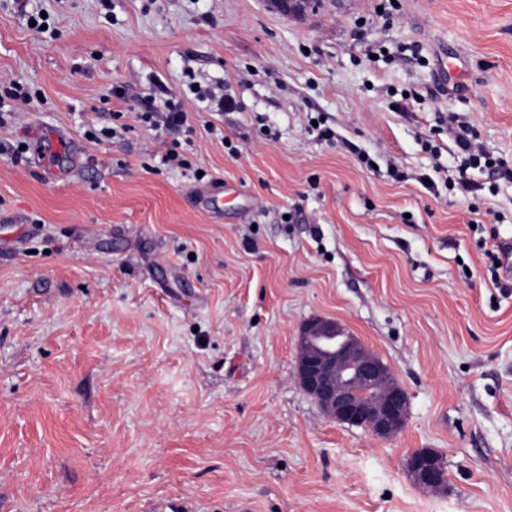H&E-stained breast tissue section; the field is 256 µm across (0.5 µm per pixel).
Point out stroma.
Wrapping results in <instances>:
<instances>
[{"label":"stroma","mask_w":512,"mask_h":512,"mask_svg":"<svg viewBox=\"0 0 512 512\" xmlns=\"http://www.w3.org/2000/svg\"><path fill=\"white\" fill-rule=\"evenodd\" d=\"M397 3L29 0L38 33L0 0V88L42 97L0 127V512H512V275L492 283L480 246L512 241V181L447 185L449 116L512 161V0ZM158 82L187 130L130 115L87 138L127 107L112 86ZM34 123L82 146L69 180L13 159ZM171 150L186 167L162 165ZM215 184L218 214L196 203ZM316 318L407 390L394 438L301 389ZM420 449L441 488L409 476ZM414 481L430 489L444 484L445 466L442 458L430 450H418L410 455L406 464Z\"/></svg>","instance_id":"1"}]
</instances>
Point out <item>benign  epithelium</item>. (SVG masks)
Listing matches in <instances>:
<instances>
[{
	"mask_svg": "<svg viewBox=\"0 0 512 512\" xmlns=\"http://www.w3.org/2000/svg\"><path fill=\"white\" fill-rule=\"evenodd\" d=\"M296 375L302 389L325 413L342 424L366 427L388 440L405 425L406 390L388 381L386 365L337 322L312 319L298 336ZM414 481L430 489L444 484L442 458L418 450L406 464Z\"/></svg>",
	"mask_w": 512,
	"mask_h": 512,
	"instance_id": "benign-epithelium-1",
	"label": "benign epithelium"
}]
</instances>
